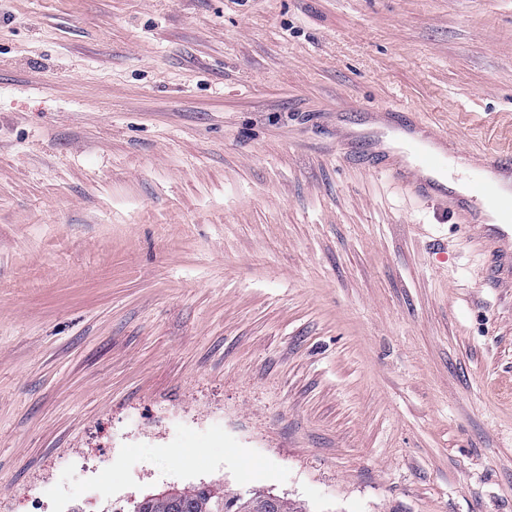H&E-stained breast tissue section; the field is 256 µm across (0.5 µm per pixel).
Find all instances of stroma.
<instances>
[{
    "instance_id": "1",
    "label": "stroma",
    "mask_w": 512,
    "mask_h": 512,
    "mask_svg": "<svg viewBox=\"0 0 512 512\" xmlns=\"http://www.w3.org/2000/svg\"><path fill=\"white\" fill-rule=\"evenodd\" d=\"M373 107L512 157V0H0L7 512H512V294ZM239 497L244 498L221 488L188 487L179 489L176 498L153 499L149 503V512H253L249 510L251 504L268 500L277 502L276 512H306L305 507L299 503L269 494L254 493L249 500H242Z\"/></svg>"
}]
</instances>
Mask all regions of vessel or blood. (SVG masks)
I'll return each instance as SVG.
<instances>
[{"mask_svg":"<svg viewBox=\"0 0 512 512\" xmlns=\"http://www.w3.org/2000/svg\"><path fill=\"white\" fill-rule=\"evenodd\" d=\"M340 142L358 141L365 149L356 161L385 174L410 192L445 205L448 213L472 231L487 259L488 285L512 292V163L494 152L474 153L458 147L427 123L400 130V147L392 149L376 128L337 127ZM464 160L473 173L466 195L440 183L451 162Z\"/></svg>","mask_w":512,"mask_h":512,"instance_id":"b4317fda","label":"vessel or blood"}]
</instances>
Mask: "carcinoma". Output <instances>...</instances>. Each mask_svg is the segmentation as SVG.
<instances>
[{
  "mask_svg": "<svg viewBox=\"0 0 512 512\" xmlns=\"http://www.w3.org/2000/svg\"><path fill=\"white\" fill-rule=\"evenodd\" d=\"M273 500L277 512H306L303 505L280 497L257 494L242 500L221 488L188 487L178 490L175 498L158 497L149 503V512H250L249 505Z\"/></svg>",
  "mask_w": 512,
  "mask_h": 512,
  "instance_id": "carcinoma-1",
  "label": "carcinoma"
}]
</instances>
